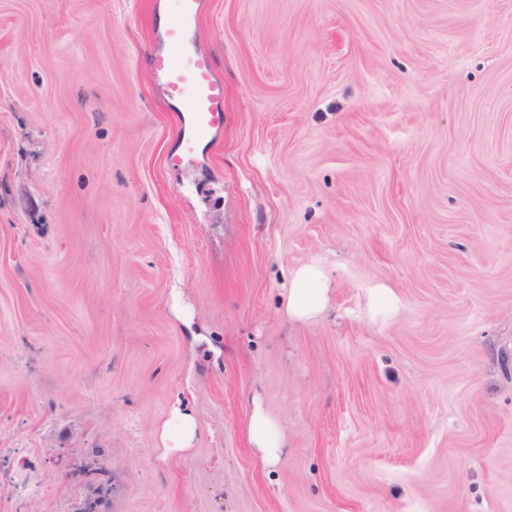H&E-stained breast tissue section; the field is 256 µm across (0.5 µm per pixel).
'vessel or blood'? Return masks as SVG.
<instances>
[{"label": "vessel or blood", "mask_w": 512, "mask_h": 512, "mask_svg": "<svg viewBox=\"0 0 512 512\" xmlns=\"http://www.w3.org/2000/svg\"><path fill=\"white\" fill-rule=\"evenodd\" d=\"M201 13L202 0H168V49L151 57L169 97L182 107L179 131L189 156L201 139L224 127V84L216 77L210 56L198 46Z\"/></svg>", "instance_id": "vessel-or-blood-1"}]
</instances>
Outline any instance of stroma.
<instances>
[{"mask_svg":"<svg viewBox=\"0 0 512 512\" xmlns=\"http://www.w3.org/2000/svg\"><path fill=\"white\" fill-rule=\"evenodd\" d=\"M165 2L0 0V512H512V0H203L179 165ZM202 8V0H168V50L151 56L168 96L183 107L178 121L185 153L172 156L173 163L189 159L201 139L224 128V83L216 77L210 56L198 46ZM328 289L326 276L318 266L301 267L293 274L288 288V315L297 320L311 318L324 308ZM248 439L259 452L265 465H276L280 460L284 437L280 423L269 415L260 402H254L248 426ZM194 436V418L180 407H174L162 427L161 440L166 448H188Z\"/></svg>","mask_w":512,"mask_h":512,"instance_id":"obj_1","label":"stroma"}]
</instances>
